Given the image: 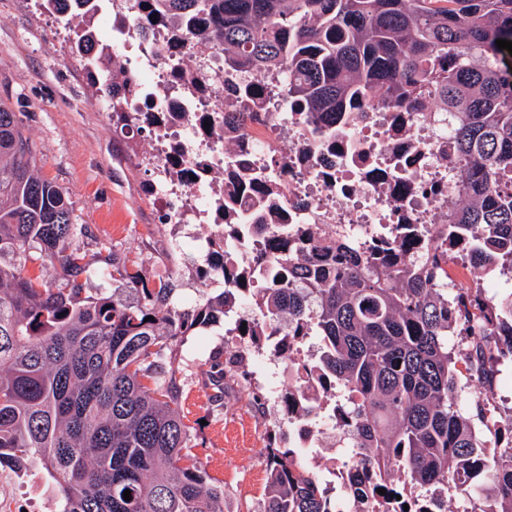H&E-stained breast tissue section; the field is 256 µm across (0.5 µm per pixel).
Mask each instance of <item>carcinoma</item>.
<instances>
[{
	"mask_svg": "<svg viewBox=\"0 0 512 512\" xmlns=\"http://www.w3.org/2000/svg\"><path fill=\"white\" fill-rule=\"evenodd\" d=\"M112 4V25H129L143 42L167 30L183 53L205 44L224 56L231 103L195 117L208 137L245 139L267 97L247 76L265 72L311 135L332 141L372 107L417 112L432 100L455 122L464 201L430 233L394 224L361 248L315 224L283 223L288 200L274 179L237 155L234 173L212 189L222 233L209 246L222 263L203 269L224 290L179 310L172 284L147 278L138 261L110 249L96 268L84 262L71 244L72 201L39 174L21 113L0 101V466L45 470L60 485L59 512H224V482L194 452L198 420L182 407L176 361L183 336L223 320L240 295L255 314L235 330L246 327L255 352L288 360L296 373L278 396L289 425H315L314 407L343 392L332 416L362 455L355 485L370 512H402L391 497L397 471L406 503L424 505L417 512H447L450 490L512 512V417L495 424L506 444L490 454L471 424L472 412L486 421L480 404L460 407L472 378L485 383L497 364L512 363V292L488 299L460 288L448 299L454 253L474 269L512 272V68L496 45L512 41V0ZM41 6L67 25L86 21L73 54L111 102L113 125L145 130L179 118L129 109L137 74L96 37L91 0ZM173 79L188 94L211 86L196 69ZM153 169L182 181L179 151ZM244 189L258 192L248 222L229 203ZM47 265L53 282L42 278ZM93 276L112 293L84 295ZM456 329L478 338L459 356L448 351ZM310 336L320 339L312 362L295 355ZM239 363L214 358L211 385L224 391ZM286 440L269 431L261 512H338Z\"/></svg>",
	"mask_w": 512,
	"mask_h": 512,
	"instance_id": "1",
	"label": "carcinoma"
}]
</instances>
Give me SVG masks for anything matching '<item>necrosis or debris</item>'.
I'll return each instance as SVG.
<instances>
[{"mask_svg": "<svg viewBox=\"0 0 512 512\" xmlns=\"http://www.w3.org/2000/svg\"><path fill=\"white\" fill-rule=\"evenodd\" d=\"M112 43L140 74L143 99L153 110L185 115L161 128L155 156L165 160L168 143L178 144L192 179L173 187L156 181L153 195L179 202L180 223H212L209 174L226 168L227 150L223 142L199 133L190 117L213 107L222 96L221 83H214L206 98L175 94L170 63L178 52L167 34L145 46L119 28ZM451 129V117L429 105L411 114L375 110L366 120L337 129L331 145L308 136L298 115L284 111L273 93L266 112L248 130V144L260 166L287 153L288 172L280 176V187L308 202L305 209L289 210V223L320 224L363 243L394 224L432 226L457 207L462 190ZM408 182L415 190H405Z\"/></svg>", "mask_w": 512, "mask_h": 512, "instance_id": "necrosis-or-debris-1", "label": "necrosis or debris"}]
</instances>
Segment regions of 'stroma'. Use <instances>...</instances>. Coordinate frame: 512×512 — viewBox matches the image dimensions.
<instances>
[{
	"label": "stroma",
	"mask_w": 512,
	"mask_h": 512,
	"mask_svg": "<svg viewBox=\"0 0 512 512\" xmlns=\"http://www.w3.org/2000/svg\"><path fill=\"white\" fill-rule=\"evenodd\" d=\"M72 32L36 11L32 0H0V101L23 115L36 143L41 174L62 187L74 203L79 230L72 239L90 267L107 249L141 262L150 279H172L170 300L190 307L217 295L218 280L204 278L208 224L162 223L144 185L153 174L139 166L151 154L145 133L112 125L108 103L86 80L70 55ZM243 355L245 376L229 381L223 397L209 384L211 358ZM257 352L217 324L186 336L178 353L181 401L197 427L196 453L209 473L224 481V512H259L266 491L269 429L283 421L277 397L268 391V372L254 369ZM346 452L338 434L319 430L304 459L327 474ZM14 500L18 512H39L59 499L57 481L45 472L25 475L0 467V500Z\"/></svg>",
	"instance_id": "35a3bbf8"
}]
</instances>
